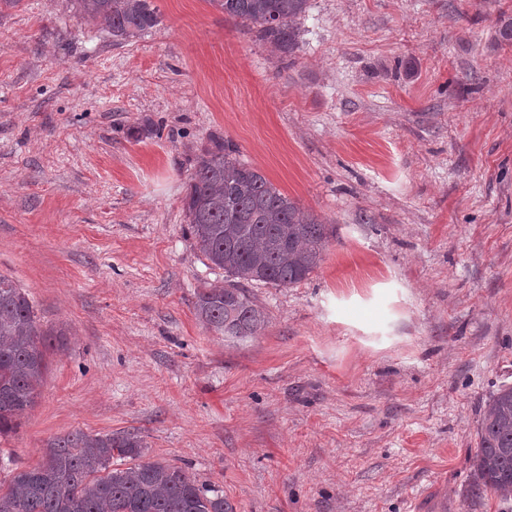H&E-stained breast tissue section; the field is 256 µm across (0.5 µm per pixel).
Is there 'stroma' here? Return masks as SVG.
<instances>
[{"label": "stroma", "instance_id": "stroma-1", "mask_svg": "<svg viewBox=\"0 0 512 512\" xmlns=\"http://www.w3.org/2000/svg\"><path fill=\"white\" fill-rule=\"evenodd\" d=\"M116 40L71 0H0V275L53 337L0 482L81 431L131 432L235 512H512L471 497L486 397L512 384V0H309L270 54L212 0ZM232 144L331 225L319 267L198 320L223 279L183 212Z\"/></svg>", "mask_w": 512, "mask_h": 512}]
</instances>
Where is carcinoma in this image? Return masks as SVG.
<instances>
[{"mask_svg": "<svg viewBox=\"0 0 512 512\" xmlns=\"http://www.w3.org/2000/svg\"><path fill=\"white\" fill-rule=\"evenodd\" d=\"M74 2L84 20L105 22L117 39L158 24L151 0ZM308 2L212 0L224 14L258 26L273 51L288 54L298 48L296 20ZM184 210L200 252L225 274V281L199 289L197 316L227 338L255 336L267 325L246 286L302 282L328 244L326 224L239 160L222 139L200 149ZM45 342L29 295L0 275V437L35 402ZM142 448L141 438L128 432L54 439L38 466L13 473L0 487V512H235L223 493L182 468L140 462ZM488 490L512 497V385L489 394L477 430L470 492Z\"/></svg>", "mask_w": 512, "mask_h": 512, "instance_id": "carcinoma-1", "label": "carcinoma"}]
</instances>
